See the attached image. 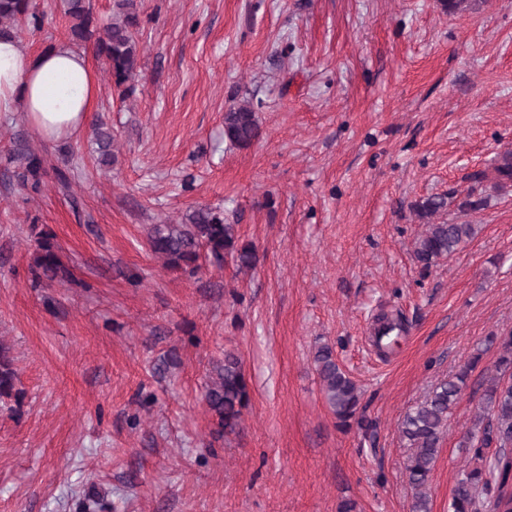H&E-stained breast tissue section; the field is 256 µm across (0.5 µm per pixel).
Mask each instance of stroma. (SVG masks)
Masks as SVG:
<instances>
[{"instance_id": "1", "label": "stroma", "mask_w": 512, "mask_h": 512, "mask_svg": "<svg viewBox=\"0 0 512 512\" xmlns=\"http://www.w3.org/2000/svg\"><path fill=\"white\" fill-rule=\"evenodd\" d=\"M30 51L68 41L62 0H32ZM140 75L121 97L99 56L96 107L76 138L43 141L0 112V342L19 398L0 402V512H410L403 416L471 357L426 491L448 512L458 442L512 330V191L470 214L479 234L422 270L419 199L464 196L512 150V0L455 14L440 0H138ZM260 135L224 137L229 106ZM114 136L97 166V121ZM44 160L40 190L8 155ZM71 168L69 188L55 169ZM222 207L254 268H163L147 225ZM53 234L71 280L34 286V238ZM402 311L400 346L372 343ZM332 346L363 392L377 440L343 431L313 364ZM233 352L251 402L219 436L203 400ZM259 134L256 112L248 104L230 106L224 113V136L239 148L249 147Z\"/></svg>"}]
</instances>
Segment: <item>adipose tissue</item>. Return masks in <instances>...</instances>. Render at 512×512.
I'll list each match as a JSON object with an SVG mask.
<instances>
[{
  "label": "adipose tissue",
  "instance_id": "ef3b65f1",
  "mask_svg": "<svg viewBox=\"0 0 512 512\" xmlns=\"http://www.w3.org/2000/svg\"><path fill=\"white\" fill-rule=\"evenodd\" d=\"M98 91L88 53L64 42L31 53L13 38H0V112L24 113L43 140L78 133Z\"/></svg>",
  "mask_w": 512,
  "mask_h": 512
}]
</instances>
